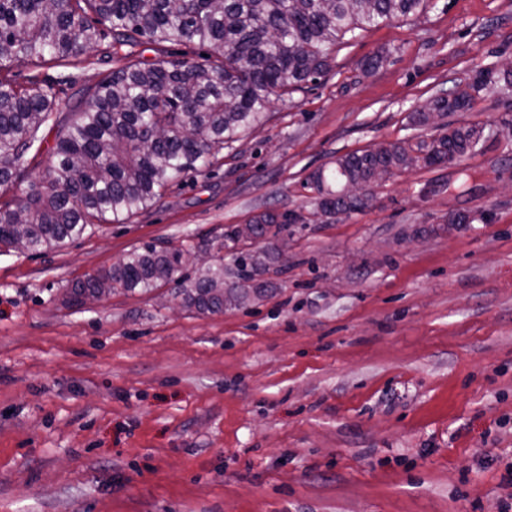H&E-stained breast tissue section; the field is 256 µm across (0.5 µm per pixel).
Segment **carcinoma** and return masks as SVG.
I'll list each match as a JSON object with an SVG mask.
<instances>
[{
    "instance_id": "obj_1",
    "label": "carcinoma",
    "mask_w": 512,
    "mask_h": 512,
    "mask_svg": "<svg viewBox=\"0 0 512 512\" xmlns=\"http://www.w3.org/2000/svg\"><path fill=\"white\" fill-rule=\"evenodd\" d=\"M427 0H0V71L21 60L40 68L80 61L105 32L121 45L146 39L198 43L210 48L203 62L160 56L145 62L129 53L112 72L87 87L86 106L57 132L53 160L25 196L0 203V253L41 252L81 237L103 223L123 224L156 204L183 172L218 159L224 147L267 116L281 98L322 76L329 50L357 29L426 8ZM512 85V74L476 71L432 111L466 110L490 84ZM71 77L34 76L20 86L0 76V196L23 178L21 166L41 150L40 130L57 124L55 85ZM476 126L460 125L431 138L407 140L381 151L350 153L336 167L311 176L325 212L353 210L336 196L347 181L373 186L415 163L434 167L466 153ZM232 232L187 248L147 244L123 262L73 284L68 301L84 303L102 288L149 292L173 281L183 257L212 250L219 259L195 278L179 280V295L199 313L239 304L224 291V249H236ZM239 278L254 282L257 263L236 257Z\"/></svg>"
}]
</instances>
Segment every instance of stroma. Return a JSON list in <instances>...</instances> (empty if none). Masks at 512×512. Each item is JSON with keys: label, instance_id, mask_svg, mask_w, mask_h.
<instances>
[{"label": "stroma", "instance_id": "obj_1", "mask_svg": "<svg viewBox=\"0 0 512 512\" xmlns=\"http://www.w3.org/2000/svg\"><path fill=\"white\" fill-rule=\"evenodd\" d=\"M124 53L108 35L87 52L56 89L61 123ZM510 57L512 0H429L346 34L324 75L127 223L0 254V512H501L512 86L414 117ZM444 123L481 139L362 209L318 211L314 172ZM289 211L303 223L250 249L262 297L209 315L178 307L173 283L68 301L145 244Z\"/></svg>", "mask_w": 512, "mask_h": 512}]
</instances>
